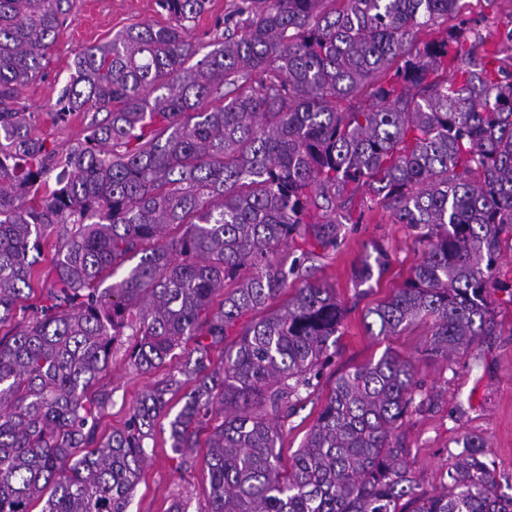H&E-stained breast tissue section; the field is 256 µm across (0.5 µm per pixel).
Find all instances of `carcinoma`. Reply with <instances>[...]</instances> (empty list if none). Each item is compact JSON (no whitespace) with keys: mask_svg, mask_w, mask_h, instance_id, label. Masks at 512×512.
I'll use <instances>...</instances> for the list:
<instances>
[{"mask_svg":"<svg viewBox=\"0 0 512 512\" xmlns=\"http://www.w3.org/2000/svg\"><path fill=\"white\" fill-rule=\"evenodd\" d=\"M459 2L241 0L224 41L193 64L186 31L207 0H158L172 23L131 26L76 61L57 115L106 116L59 152L19 93L42 75L70 0H0V324L33 293L29 253L58 237L49 288L0 338V512H127L148 439L189 383L170 448L192 462L210 428L207 512H512L480 435L449 452L442 492L415 495L394 433L430 398L389 351L336 379L290 469L276 451L278 419L329 362L343 308L328 283L297 282L308 250L273 256L299 240L336 249L360 188L425 245L368 332L423 323L427 352L446 358L492 322L494 270L512 241V72L454 26L413 48L458 19ZM449 61L457 85L440 75ZM224 85L234 95L209 108ZM148 119L163 128L147 140ZM375 253L359 281L387 270V251ZM248 312L261 317L224 345ZM127 329L139 370L194 347L183 378L158 382L105 438L112 390L96 384Z\"/></svg>","mask_w":512,"mask_h":512,"instance_id":"cac0c4a2","label":"carcinoma"}]
</instances>
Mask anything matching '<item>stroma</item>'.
I'll use <instances>...</instances> for the list:
<instances>
[{
	"mask_svg": "<svg viewBox=\"0 0 512 512\" xmlns=\"http://www.w3.org/2000/svg\"><path fill=\"white\" fill-rule=\"evenodd\" d=\"M236 0H209L205 12L187 33L201 52H209L224 30V17ZM71 8L47 52L45 69L20 91V101L31 112L36 133L47 147L64 150L82 139L92 115L71 114L58 120L54 104L75 61L89 47L111 40L116 33L142 23L167 24L168 15L157 0H70ZM461 13L470 24L466 43L482 38L493 43L512 29V0H461ZM360 221L344 225L336 250L319 253L310 269L314 277L333 285L347 310L336 351L314 388L281 420L279 442L283 466H290L296 451L315 423L331 389L342 373L354 370L391 351L408 360L431 398L423 411L405 417L396 431L405 448L419 496L441 491L448 469L449 450L469 434L484 436L486 455L493 461L501 493L512 496V249L503 248L495 267L497 289L491 293L495 309L493 327L467 351L442 359L426 352L425 325L416 324L395 336H372L365 328L369 311L403 286L423 253L415 230L395 223L391 213L373 204L360 190L354 199ZM385 247L390 265L381 278L359 282L354 269L373 245ZM132 337H123L112 351L101 381L112 390V405L99 431L109 435L122 429L133 406L159 380L177 373L185 353L176 349L157 368L142 371L129 363ZM154 452L143 469L128 512H168L172 503L187 512H205L209 486L201 465L183 466L169 449L167 418L155 429Z\"/></svg>",
	"mask_w": 512,
	"mask_h": 512,
	"instance_id": "stroma-1",
	"label": "stroma"
}]
</instances>
